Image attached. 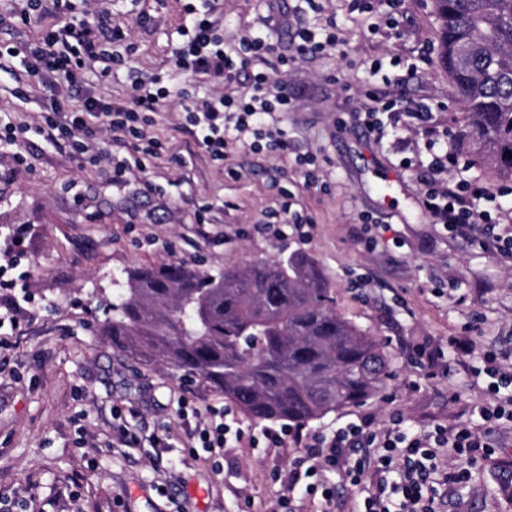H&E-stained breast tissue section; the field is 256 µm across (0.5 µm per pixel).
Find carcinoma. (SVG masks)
Segmentation results:
<instances>
[{
  "instance_id": "1",
  "label": "carcinoma",
  "mask_w": 512,
  "mask_h": 512,
  "mask_svg": "<svg viewBox=\"0 0 512 512\" xmlns=\"http://www.w3.org/2000/svg\"><path fill=\"white\" fill-rule=\"evenodd\" d=\"M438 56L471 161L512 178V0H432ZM103 333L147 364L198 377L250 420L305 425L390 379L384 347L341 316L315 259L235 263L216 275L141 265L117 282Z\"/></svg>"
}]
</instances>
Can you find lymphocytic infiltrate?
<instances>
[{"instance_id": "lymphocytic-infiltrate-1", "label": "lymphocytic infiltrate", "mask_w": 512, "mask_h": 512, "mask_svg": "<svg viewBox=\"0 0 512 512\" xmlns=\"http://www.w3.org/2000/svg\"><path fill=\"white\" fill-rule=\"evenodd\" d=\"M23 2L19 19L44 22L45 28L41 37L14 49L13 54L25 72L38 77L43 86L40 108L52 140L68 142L77 152L88 153L102 131L133 152L157 155L159 144L150 133V114L166 97L178 70L187 69L219 86L204 98L190 92L183 95L185 119L211 161L223 162L235 143L287 153L288 136L281 115L292 107L288 84H271L263 72L252 69L253 61L271 50L269 34L275 23H267L266 35L240 40L230 53L216 32L211 0H189L184 6L188 21L177 31L172 72L156 74L148 81L132 76L131 92L125 98L87 93L73 102L63 91L84 85L88 69L98 68L100 77L106 78L124 64V56L114 46L124 41L125 33L122 27H108L103 20L91 25L75 10L72 0ZM241 77L250 83L248 92L238 96L225 93V86ZM383 112L397 131L408 128L409 117L428 118L424 109L408 114L395 98L365 107V126L379 139L388 128L379 118ZM454 136V131L447 130L429 135L423 142L424 206L435 223L467 238L479 225L491 223L487 205L497 194L476 180L451 178V171L459 165L457 154L449 147ZM485 362L493 399L479 406L478 415L484 425L493 427L503 419L512 421V370L504 369L492 352L486 353ZM293 440L306 448L298 460L306 474L333 468L354 486L362 485L368 473L379 474L374 491L364 497L356 512H435L442 490L469 480L473 469L492 452L491 443L470 428L450 431L438 425L412 433L404 429L399 417L378 432L351 423L330 434L298 432ZM447 447L455 463L444 470L439 466V451Z\"/></svg>"}]
</instances>
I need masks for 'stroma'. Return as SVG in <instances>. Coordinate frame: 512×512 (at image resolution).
Instances as JSON below:
<instances>
[{"label":"stroma","mask_w":512,"mask_h":512,"mask_svg":"<svg viewBox=\"0 0 512 512\" xmlns=\"http://www.w3.org/2000/svg\"><path fill=\"white\" fill-rule=\"evenodd\" d=\"M186 2L145 0V28L120 0H90L91 12L113 11L135 47L129 66L97 83L98 94L127 97L128 69L147 78L171 67ZM318 2L336 20L341 51L295 56L296 28L316 15L288 0L298 12L273 34L260 66L271 82L287 81L294 101L284 156L237 144L216 169L181 130L174 89L152 115L164 153L144 158L116 189L107 136L94 161L54 145L40 131L41 85L0 77V111L29 127L19 147L0 148V238L23 229V262L35 270L24 311L0 309V497L10 512H309L305 481L292 479L301 453L292 439L270 446L260 425L208 383L133 359L101 336L114 279L139 265L215 273L308 253L337 312L383 343L392 376L367 402L307 431L362 418L379 430L396 413L412 432L479 424L476 408L489 399L482 357L512 348V257L456 239L422 203L418 145L428 129L456 128L458 110L433 50L432 2L401 0L389 16L377 0ZM267 13V0H216L228 44L263 30ZM394 95L410 110L428 105L432 120L376 140L361 108ZM310 154L327 191L303 185L296 159ZM475 313L483 316L475 352L457 358L448 339ZM424 345L440 352L431 373L415 360ZM213 408L231 430L223 448L188 447L186 424L209 423ZM116 424L136 432L140 447H111ZM486 437L496 452L469 483L449 487L439 512H512V423Z\"/></svg>","instance_id":"stroma-1"}]
</instances>
